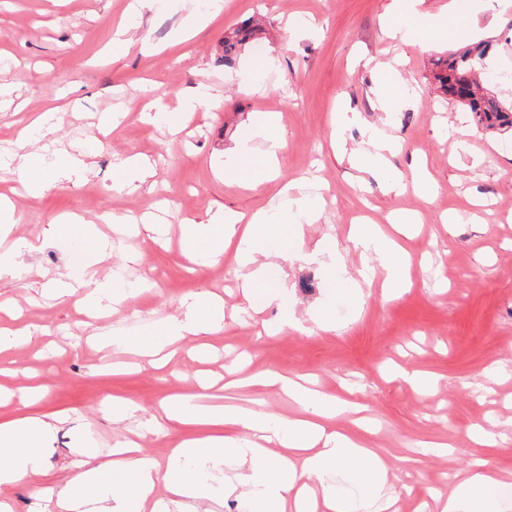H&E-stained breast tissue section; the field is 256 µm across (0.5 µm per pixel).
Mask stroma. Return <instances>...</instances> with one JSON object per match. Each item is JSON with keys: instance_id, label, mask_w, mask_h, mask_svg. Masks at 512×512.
Returning <instances> with one entry per match:
<instances>
[{"instance_id": "stroma-1", "label": "stroma", "mask_w": 512, "mask_h": 512, "mask_svg": "<svg viewBox=\"0 0 512 512\" xmlns=\"http://www.w3.org/2000/svg\"><path fill=\"white\" fill-rule=\"evenodd\" d=\"M128 2L0 0V192L17 182L18 140L27 141L48 176L38 198L14 197L12 229L0 239V252L15 251L24 265L18 277L0 278V302L21 309V324L36 337L33 348L0 352V386L15 393L0 405V421L20 413L69 416L45 445L44 474L0 486V501L13 512H37V490L74 475V449L86 437L104 456L130 438L143 455L165 463L173 440L150 425L156 407L193 393L197 374L223 375L234 366L236 349L247 351L250 371L309 374L328 395L366 406L375 420L370 447L380 449L408 487L398 512H415L432 495L448 493L475 456L512 473V132L482 130L436 92L432 61L455 43L418 51L391 40L383 20L403 0H224L187 38L179 31L191 0H157L140 13L130 12ZM451 2L474 16L472 39L490 41L488 72L512 69V0H483L478 7L473 0H417L415 8L435 14ZM254 16L263 18L265 34L225 65V32ZM119 25L133 43L116 54L112 34ZM398 55L412 96L381 112L377 76L360 59L385 66ZM197 86L214 107L185 105V93ZM262 112L280 116L283 180L314 175L327 186L318 219L302 227L301 249L275 274L299 325L260 340L252 320H228L210 336L206 360L194 357L187 340L164 369L137 370L135 352H113L96 336L137 335L178 315L183 300L200 292L221 295L228 309L240 301L232 254L192 266L181 249L180 225L225 208L251 213L277 200L279 184L254 190L224 179L225 149ZM112 113L117 125L100 130V117ZM165 113L178 119V130H167ZM342 115L349 122L338 148L331 133ZM369 124L395 145L390 161L407 185L401 195L384 193L379 177L350 165ZM137 153L150 159L153 177L140 191L117 190V164ZM66 158L82 162V169L63 174ZM419 169L435 186L431 198L411 186ZM451 209L467 211L469 222H443ZM397 210L419 218L409 235L389 222ZM70 215L112 243L93 277L148 282L149 297L95 320L87 317L85 292L52 298L56 280L70 269L73 246L50 228ZM355 224L377 225L408 253L399 297L384 296L385 272L376 254L353 241ZM326 236L341 257L332 277L315 252ZM366 265L374 269L373 282L350 303L344 280ZM329 302L336 327L322 330L309 313ZM390 360L432 373L436 394L391 378L383 370ZM36 381L49 391L27 401L25 390ZM109 397L138 404L139 424L112 423ZM198 403L262 408L285 418L299 412L287 395L257 387H217ZM490 420L505 443L474 447L469 429ZM426 442H445L453 451L426 454Z\"/></svg>"}]
</instances>
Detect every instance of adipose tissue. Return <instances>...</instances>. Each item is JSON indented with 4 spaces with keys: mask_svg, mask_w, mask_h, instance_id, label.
<instances>
[{
    "mask_svg": "<svg viewBox=\"0 0 512 512\" xmlns=\"http://www.w3.org/2000/svg\"><path fill=\"white\" fill-rule=\"evenodd\" d=\"M475 24L474 17L455 7L437 14L404 9L389 17L393 36L410 47L427 49L433 44L461 39ZM367 149L352 154L354 168L379 174L384 192H400L402 184L391 174L394 146L375 126L364 129ZM284 138L277 117L256 119L249 135L224 153V177L258 189L278 180L279 156ZM323 188L284 183L280 194L287 207L253 214L250 219L228 210L208 220L189 221L181 230L184 254L211 262L233 250L236 281L242 311L260 315L282 299L272 288L270 272L277 260L296 252L301 227L316 221L315 200ZM364 251L378 255L386 272L384 286L397 295L405 286L407 254L373 227L355 231ZM87 244L74 251L71 270L55 292L63 296L91 287L92 309H101L109 298L138 296L137 288H120L103 280L88 284L91 268L109 250L107 240L95 228L83 231ZM224 328V302L199 294L185 301L183 310L159 326H147L136 336L116 333L105 345L136 349L143 366L155 368V357L166 346L187 339H204ZM250 385L288 392L300 406V414L281 418L262 410L216 407L201 410L190 397L177 395L160 403L153 416L156 427L191 428L190 437L173 447L166 466L143 456L137 443L128 441L112 450L111 460L98 462L92 442L79 450L80 471L60 489H46L43 499L53 512H196L197 503L239 500L243 512H392L398 492L389 478V466L377 449L366 447L360 434L368 430L366 419L356 431L335 427L334 419L347 412L345 401L310 387L301 375L289 376L275 369L253 374ZM51 423L18 415L0 422V485L21 483L43 471V443L52 434ZM164 485L168 500L151 501L156 485ZM438 512H512V480L498 475L487 461L474 459L469 475L460 481Z\"/></svg>",
    "mask_w": 512,
    "mask_h": 512,
    "instance_id": "1",
    "label": "adipose tissue"
}]
</instances>
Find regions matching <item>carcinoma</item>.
Wrapping results in <instances>:
<instances>
[{"mask_svg":"<svg viewBox=\"0 0 512 512\" xmlns=\"http://www.w3.org/2000/svg\"><path fill=\"white\" fill-rule=\"evenodd\" d=\"M262 31L258 21L247 20L224 37V62L230 63L256 33ZM490 45L480 44L448 53V57L438 60L434 73L437 89L447 100H453L471 112L477 124L488 131L512 130V101H501L492 92H478L480 84L474 77L488 55Z\"/></svg>","mask_w":512,"mask_h":512,"instance_id":"obj_1","label":"carcinoma"}]
</instances>
